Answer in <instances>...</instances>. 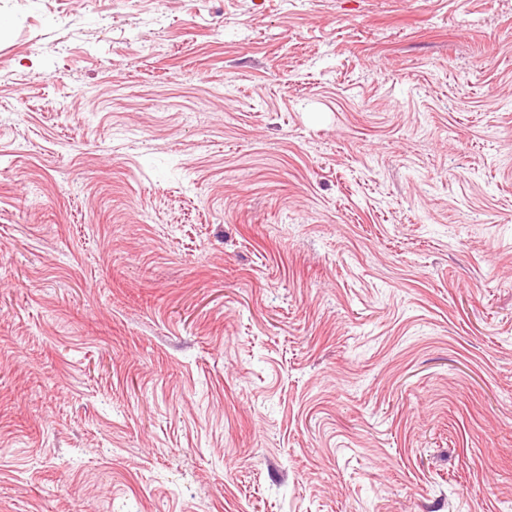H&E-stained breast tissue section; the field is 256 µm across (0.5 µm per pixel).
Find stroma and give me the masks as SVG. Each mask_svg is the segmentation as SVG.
I'll list each match as a JSON object with an SVG mask.
<instances>
[{
	"label": "stroma",
	"mask_w": 512,
	"mask_h": 512,
	"mask_svg": "<svg viewBox=\"0 0 512 512\" xmlns=\"http://www.w3.org/2000/svg\"><path fill=\"white\" fill-rule=\"evenodd\" d=\"M512 512V0H0V512Z\"/></svg>",
	"instance_id": "stroma-1"
}]
</instances>
